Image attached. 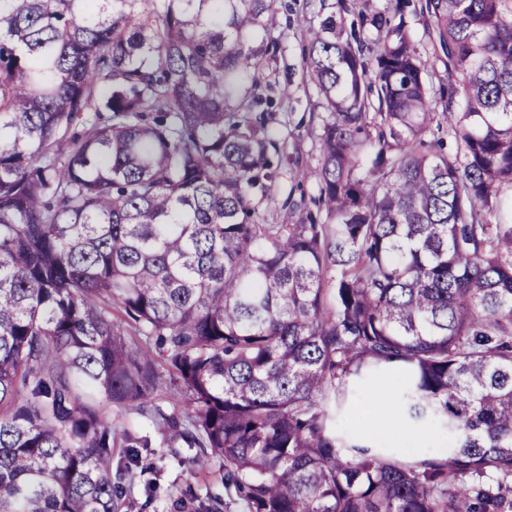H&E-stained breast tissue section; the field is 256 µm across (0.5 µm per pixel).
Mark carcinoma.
Listing matches in <instances>:
<instances>
[{
  "instance_id": "1",
  "label": "carcinoma",
  "mask_w": 512,
  "mask_h": 512,
  "mask_svg": "<svg viewBox=\"0 0 512 512\" xmlns=\"http://www.w3.org/2000/svg\"><path fill=\"white\" fill-rule=\"evenodd\" d=\"M276 3L0 0V512H119L151 440L82 385L145 412L162 367L176 436L249 512H512V0L420 4L442 112L403 23L321 4L326 218L285 202L266 224ZM395 372L402 419L448 454L340 428L350 384Z\"/></svg>"
}]
</instances>
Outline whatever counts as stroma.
Returning a JSON list of instances; mask_svg holds the SVG:
<instances>
[{
  "label": "stroma",
  "mask_w": 512,
  "mask_h": 512,
  "mask_svg": "<svg viewBox=\"0 0 512 512\" xmlns=\"http://www.w3.org/2000/svg\"><path fill=\"white\" fill-rule=\"evenodd\" d=\"M278 16L280 50L268 58L260 70L262 82L275 92V105L269 123L271 135L282 147V166L274 186V202L263 205L265 223H278L282 211L279 200L292 198L310 202L317 187L306 174L320 160L319 130L314 120L321 106L316 90L305 72V55L312 27L321 20V0H282ZM419 0H359L363 13L381 10L391 22H404L418 52L433 62L434 74L429 83L432 98H439L441 87L448 84V73L436 58L440 47L430 35L427 22L418 11ZM400 384L393 378H379L356 385L340 418L341 427L360 438L372 439L375 446L404 460L444 454L448 447L446 434L435 429H416L401 418H394L393 428L383 435L369 432L370 412L367 398L380 394L395 401ZM97 407L111 422L114 432L149 435L151 448L142 450V463L153 464L156 472L151 482L142 479L125 483L120 512H173L175 504H184L187 512H197L196 498L216 494L222 501V512H248L245 501L233 487L227 486L224 468L219 461L200 462L199 449L187 447L182 440H171L169 430L156 427L147 415L127 406H116L98 400Z\"/></svg>",
  "instance_id": "stroma-1"
}]
</instances>
